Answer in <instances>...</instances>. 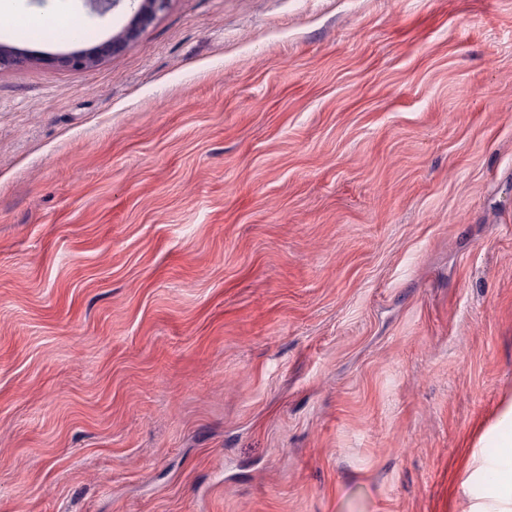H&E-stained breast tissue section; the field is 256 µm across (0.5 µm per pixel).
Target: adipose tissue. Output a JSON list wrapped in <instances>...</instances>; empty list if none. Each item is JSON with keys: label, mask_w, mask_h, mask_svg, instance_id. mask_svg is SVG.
<instances>
[{"label": "adipose tissue", "mask_w": 512, "mask_h": 512, "mask_svg": "<svg viewBox=\"0 0 512 512\" xmlns=\"http://www.w3.org/2000/svg\"><path fill=\"white\" fill-rule=\"evenodd\" d=\"M501 452L494 458L477 457L475 467L466 472L465 482H472L490 472L495 476L485 501L473 503L468 512H512V406L508 407L487 430Z\"/></svg>", "instance_id": "ef3b65f1"}]
</instances>
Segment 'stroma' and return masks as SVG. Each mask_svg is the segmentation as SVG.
I'll return each mask as SVG.
<instances>
[{
    "mask_svg": "<svg viewBox=\"0 0 512 512\" xmlns=\"http://www.w3.org/2000/svg\"><path fill=\"white\" fill-rule=\"evenodd\" d=\"M135 0L1 33L0 512H462L512 400V0ZM169 0H141L138 8L132 18L130 26L123 32L113 36L112 42L105 46L101 52L87 53L75 52L67 56L55 57L56 62L65 68L75 70L91 69L107 58H112V54L121 50L131 41H133L140 29L146 26L154 16L162 11Z\"/></svg>",
    "mask_w": 512,
    "mask_h": 512,
    "instance_id": "stroma-1",
    "label": "stroma"
}]
</instances>
